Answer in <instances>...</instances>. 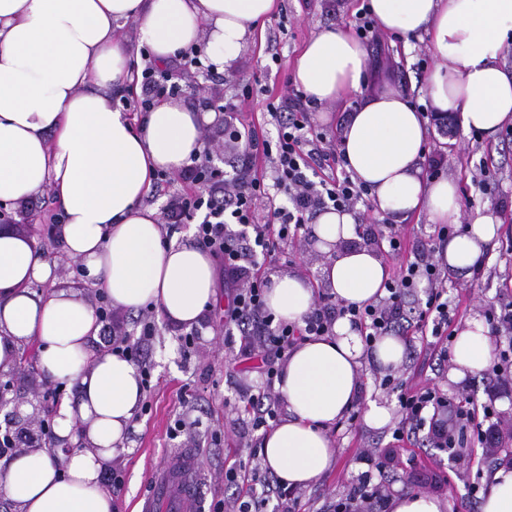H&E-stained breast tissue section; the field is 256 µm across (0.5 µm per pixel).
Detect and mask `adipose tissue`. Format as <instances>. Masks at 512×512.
Wrapping results in <instances>:
<instances>
[{
	"label": "adipose tissue",
	"mask_w": 512,
	"mask_h": 512,
	"mask_svg": "<svg viewBox=\"0 0 512 512\" xmlns=\"http://www.w3.org/2000/svg\"><path fill=\"white\" fill-rule=\"evenodd\" d=\"M369 5L383 32L429 37L442 60L428 86L435 110L460 112L466 129L488 138L512 123V72L501 62L512 39V0ZM275 7L276 0H0V201L23 203L51 185L67 255L114 307L148 305L189 329L217 289L209 253L164 243L157 210L143 203L157 172L177 171L203 151L201 118L169 98L136 126L114 106L113 88L133 83L115 22L135 23L156 63L193 45L221 65ZM366 71L364 46L338 27L306 44L294 82L320 103L362 95L340 143L347 170L369 187L376 211L397 222L424 213L448 223L459 210L456 184L426 176V118L389 82L368 86ZM500 227L496 216L477 218L441 244L437 260L457 271L478 265ZM355 230L353 214L333 209L318 213L312 227L326 257L323 284L346 305L383 297L390 276L375 250L353 245ZM51 271L34 235L0 227V371L14 369L21 347L32 344L41 378L73 388L56 408L60 446L0 462V485L16 512H113L102 473L122 451L144 399L139 368L95 349L101 324L78 291L34 290ZM314 301L305 278L270 276L266 305L276 319L302 323ZM405 350L397 336L365 349L345 317L332 335L291 348L275 383L285 414L263 440L265 466L293 487L318 481L335 462L328 430L356 404L366 361L397 367ZM491 360L489 328L471 317L454 336L450 376L461 380ZM481 512H512V464L488 477Z\"/></svg>",
	"instance_id": "1"
}]
</instances>
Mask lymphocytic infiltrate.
Here are the masks:
<instances>
[{"label":"lymphocytic infiltrate","instance_id":"lymphocytic-infiltrate-1","mask_svg":"<svg viewBox=\"0 0 512 512\" xmlns=\"http://www.w3.org/2000/svg\"><path fill=\"white\" fill-rule=\"evenodd\" d=\"M202 61L194 49L181 51L165 67L146 60L141 71L138 112L149 111L155 98L182 92L187 72L200 68ZM267 111L279 129L276 141L260 137L253 123H228L231 139L244 142L247 159L233 176L212 164V148L190 156L179 175L159 173L157 190H165L176 177L189 180L191 187L171 200L164 213L169 224L194 222V238L217 261L224 276L228 302L224 307L225 329H237L240 345L235 353L242 361L259 360L262 384L256 392L243 395L237 405L250 419L252 430L269 428L275 422L280 395L275 381L280 364L293 345L310 336L331 334L334 322L346 317L358 327L366 344L393 333L418 337L439 360L449 357L453 338L448 299L447 276L433 257L429 244L412 239L405 226L381 225L374 242L392 256L410 254L385 282L386 294L362 307L344 305L321 294L302 324L275 320L267 309L261 268L264 260L301 246L311 216L327 208L349 210L368 196L369 190L344 173V154L338 142L314 132L309 101L302 94L288 92L278 102L268 103ZM270 165L273 183H266L259 164ZM424 289V306L411 305L410 296ZM103 325V340L110 352L134 360L140 368L144 390L152 388V368L146 359L147 348L155 333L152 308L139 315V336H131L112 319L109 304L96 309ZM499 353L490 365L492 385L512 384V309L489 312ZM450 408L448 397L438 387L416 384L403 388L399 395V420L393 442L383 454L366 449L361 458L367 465L334 500L330 512H384L389 497L387 465L397 458L398 448L419 442L448 455L463 458L447 425L429 419V412ZM460 429H473L487 455H494L504 439H512V419L497 411L494 399L480 409L468 405L454 408ZM259 448H251L246 459L224 469V486L235 491L231 504L211 502L210 512H302L294 487L268 474L259 461Z\"/></svg>","mask_w":512,"mask_h":512}]
</instances>
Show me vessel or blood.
Instances as JSON below:
<instances>
[{"instance_id": "vessel-or-blood-1", "label": "vessel or blood", "mask_w": 512, "mask_h": 512, "mask_svg": "<svg viewBox=\"0 0 512 512\" xmlns=\"http://www.w3.org/2000/svg\"><path fill=\"white\" fill-rule=\"evenodd\" d=\"M151 489L139 497L137 512H156L159 502H168L173 512H198L200 508L201 468L195 455L178 460L163 459L151 471Z\"/></svg>"}]
</instances>
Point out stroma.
Here are the masks:
<instances>
[{
    "mask_svg": "<svg viewBox=\"0 0 512 512\" xmlns=\"http://www.w3.org/2000/svg\"><path fill=\"white\" fill-rule=\"evenodd\" d=\"M362 0H277L274 12L263 22L262 38H249L238 55L221 67L220 78H212L206 69L191 70L188 82H197L201 90L188 98V105L202 112L231 100L238 103L241 118L256 124L264 139L277 138L278 125L267 114V104L294 88V68L306 43L317 33L340 24L353 26V17ZM383 54L384 64L369 65L371 79H386L404 91L411 104L425 103L430 76L439 62L436 50L426 40H414L410 45L388 35L381 47H368V56ZM252 80L250 95H243L240 80ZM454 136L441 128H433L426 150L442 151L448 156L444 177L455 180L460 197L456 224H470L479 216L496 215L502 222V235L512 236V133L500 132L488 140L476 131L466 130L460 113H452ZM491 163L492 176L485 185L473 183L472 176L484 163ZM50 187H43L19 211L0 203V225L23 226L35 234L40 248L48 254L54 266L52 280L35 283L34 288L80 290L89 304H96V290L85 284L76 271V263L63 248L59 228L44 222L46 211L56 210ZM325 260L307 238L300 250L269 259L262 274L284 272L307 279L312 286L320 284V268ZM512 277V257L489 249L481 277H466L452 271L448 274V297L456 307L455 326H463L474 315H485L489 308L512 301V288L503 287L504 278ZM156 335L147 352L153 366L154 388L148 397L147 409L138 410L124 441L126 450L115 456L110 466L122 471L123 485L112 496L121 512H132L135 500L144 492L151 467L167 455L191 446L201 466V496L204 502L215 498H230V490L222 482L224 468L246 458L248 449L243 439L248 431L246 415L235 413L233 407L241 392L257 385L259 376L253 362L235 367L225 364L224 324L213 320L202 329L191 348H183L181 335L175 326L156 318ZM448 366H437L421 342L407 348L401 366L394 376L412 378L447 390L449 399L468 395L477 402L487 399L488 381L484 373H476L459 384L448 380ZM11 385V404L0 410V426L13 424L36 430L37 419L54 415L55 408L46 400L49 381L38 373L10 371L5 375ZM190 399H182L183 391ZM199 421L193 437L170 438L167 431L176 419ZM392 426L370 427L364 418L355 422L339 421L329 430L336 450L334 467L318 482L299 491L306 512H324L329 501L343 491L365 465L358 458L365 448H385L392 440ZM488 465L453 462L435 449L404 453L397 466L398 477L393 485L403 491L423 492L442 498L447 512H480L470 499V483L484 482L491 473Z\"/></svg>",
    "mask_w": 512,
    "mask_h": 512,
    "instance_id": "35a3bbf8",
    "label": "stroma"
}]
</instances>
